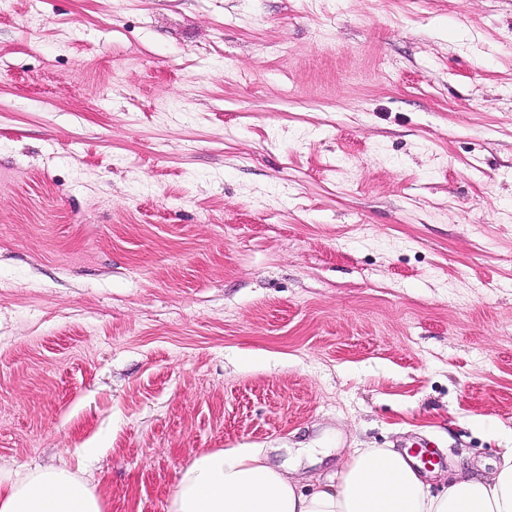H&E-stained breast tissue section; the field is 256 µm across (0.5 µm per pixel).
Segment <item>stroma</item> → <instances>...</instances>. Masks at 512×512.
I'll return each instance as SVG.
<instances>
[{
  "label": "stroma",
  "instance_id": "obj_1",
  "mask_svg": "<svg viewBox=\"0 0 512 512\" xmlns=\"http://www.w3.org/2000/svg\"><path fill=\"white\" fill-rule=\"evenodd\" d=\"M426 440L512 448V0H0V469Z\"/></svg>",
  "mask_w": 512,
  "mask_h": 512
}]
</instances>
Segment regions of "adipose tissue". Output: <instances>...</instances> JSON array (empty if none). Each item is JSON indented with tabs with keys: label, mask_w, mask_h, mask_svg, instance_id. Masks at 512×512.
<instances>
[{
	"label": "adipose tissue",
	"mask_w": 512,
	"mask_h": 512,
	"mask_svg": "<svg viewBox=\"0 0 512 512\" xmlns=\"http://www.w3.org/2000/svg\"><path fill=\"white\" fill-rule=\"evenodd\" d=\"M0 512H102L94 489L68 470H0ZM168 512H512V448L488 475H461L431 494L414 459L357 448L338 477L304 491L262 449L202 453L182 472Z\"/></svg>",
	"instance_id": "1"
}]
</instances>
